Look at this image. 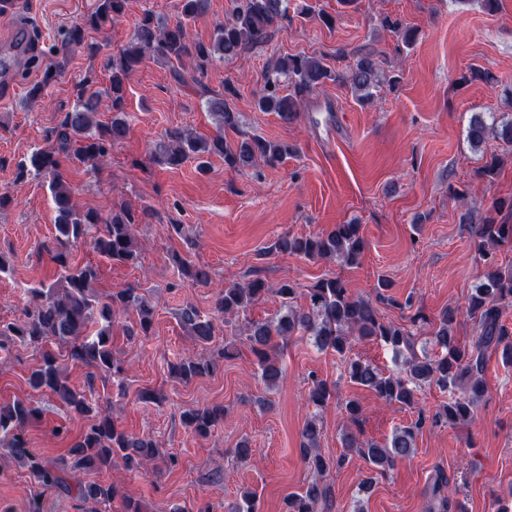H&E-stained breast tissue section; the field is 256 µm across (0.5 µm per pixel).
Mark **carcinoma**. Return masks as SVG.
Returning a JSON list of instances; mask_svg holds the SVG:
<instances>
[{"instance_id":"carcinoma-1","label":"carcinoma","mask_w":512,"mask_h":512,"mask_svg":"<svg viewBox=\"0 0 512 512\" xmlns=\"http://www.w3.org/2000/svg\"><path fill=\"white\" fill-rule=\"evenodd\" d=\"M207 0H181V17L171 22L153 13H145L135 23L129 41L107 57L104 67L110 71V88L100 91L86 79L77 85L76 100L71 110L60 113L57 123L46 130L45 145L36 148L15 166V179L31 174L49 178L55 213L54 238L39 245L55 266L54 279L39 288L29 289V299L23 318L15 322L0 321V339L19 341L39 352L40 361L28 378L36 391L47 390L56 396L74 416L91 420L89 427L68 449V456L44 459L28 446L26 429L43 415V408L31 402L15 400L0 405V439H9L12 459L25 468L38 487L29 512H42L41 497L45 493H76L91 504L90 512H111L119 491L111 481L84 482L80 475L106 472L123 464L125 471L142 474L147 465L161 461L168 471L178 464V456L163 453L148 436L120 429L104 403L95 400V377L103 375L121 386L126 367L112 350V326L120 317L137 316L134 324L123 327L129 340L148 337L152 333L153 315L145 295L134 287L124 288L103 298L92 283L98 280V269L92 264H73L72 250L82 241H90L98 254L120 263L134 264L138 260L135 245L136 225L140 214L121 203L103 215L94 209L81 210L74 201V191L62 170L66 162L95 166L107 157L112 146L123 141L128 125L123 117L125 86L136 69L148 58L160 60L173 68L176 78L185 80L181 69L190 62L191 75H202L216 60L238 56L249 45L265 42L269 31L279 20L288 17L289 0H235L231 15L208 43L195 40L188 32V23L205 8ZM127 0H98L94 13L84 22L68 28L60 44L53 47L56 61L44 72L42 81L33 84L27 98L43 97L44 88L65 67L67 52L72 46L81 48L95 58L102 45L90 32H96L121 18ZM385 27L410 45L415 30L395 19L385 20ZM382 61L373 51L360 54L347 71L331 70L316 56L288 55L278 58L266 71L263 88L256 99L262 112H275L280 120L291 123L297 119L306 98L329 81L349 87L360 100H369L381 82ZM236 87L224 82V97L207 102L208 110L219 117L222 132L213 137L177 129L157 143L152 154L157 163L169 168L185 161H197V168L207 170L210 158L224 159V167L243 171L262 161L281 163L293 153L288 144L260 136H244L234 143L224 138V131H235L240 125V113L231 104ZM112 111V120H95L102 105ZM512 144V118L486 122L475 118L467 129L469 142L479 147L488 137ZM473 244L485 258L488 268L483 280L471 293L467 315L474 321L476 336L468 346H460L453 336L457 310L448 307L431 321L417 313L410 317L415 330L384 321L376 302L392 301L385 291L391 284L379 281L376 298L353 297L338 277L322 278L306 293V304L297 303L296 284L290 280L275 288L281 308L273 319L256 320L248 316L249 309L269 291L266 280L254 276L221 290L211 315H200L191 305L181 308L178 318L191 342L202 347L216 335L219 324H235L245 336L256 358L258 375L272 389L283 377V368L272 351L292 336H309L321 352L333 351L341 356L351 352L354 340L379 341L397 354L408 353L402 361V372L386 375L377 366L361 359L347 361V377L351 382L375 392L388 405L414 408L417 391L424 385H435L452 397L436 412L432 423H459L469 420L471 406L485 391L488 354L498 351L504 364L512 366V332L503 322L505 310L512 308V271H503L495 264L496 248L512 244V225L502 224L488 215L473 226ZM365 250L358 224H338L333 229L312 235L290 233L277 237L267 253L297 255L309 260L339 261L346 266L360 264ZM179 278L193 285H206L209 268L182 257H175ZM423 341L421 353H416L418 341ZM437 352L428 354V347ZM224 348L215 355H186L169 365L171 377L189 382L209 376L219 370L228 357ZM73 363L89 369L87 385L77 388L69 381L65 365ZM332 392L327 381L312 378L308 401L324 406ZM224 420V407L211 405L190 408L181 413L182 424L201 438ZM426 424L423 411L417 420L395 428L384 443L371 441L360 444L353 431L344 434V447L357 448L377 472H384L415 452L416 434ZM321 429L311 419L302 430L301 457L307 468L324 475L330 472L332 461L320 452ZM329 487L312 482L299 492L288 494L285 512H325ZM451 509L448 476L435 470L431 497L426 512H449ZM228 512H259L254 491L243 493Z\"/></svg>"}]
</instances>
